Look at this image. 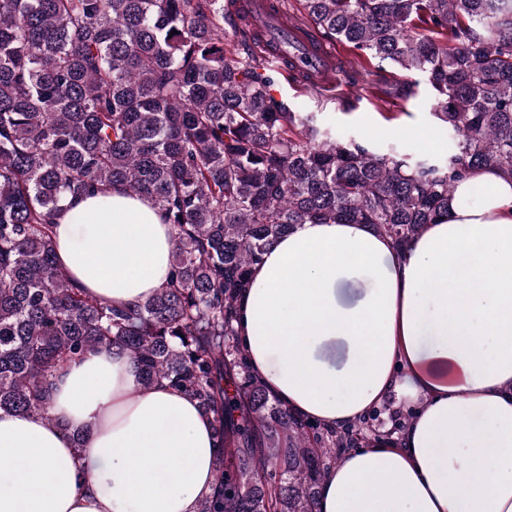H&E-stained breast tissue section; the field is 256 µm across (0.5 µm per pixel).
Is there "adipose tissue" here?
Masks as SVG:
<instances>
[{"instance_id": "ef3b65f1", "label": "adipose tissue", "mask_w": 512, "mask_h": 512, "mask_svg": "<svg viewBox=\"0 0 512 512\" xmlns=\"http://www.w3.org/2000/svg\"><path fill=\"white\" fill-rule=\"evenodd\" d=\"M408 248L366 224H299L253 266L237 306L252 374L308 419L346 428L388 397L403 430L345 449L318 512H512V182L475 171ZM58 266L131 306L169 278L172 233L144 196L79 197ZM48 418L0 412V512H197L213 422L128 356L66 367ZM84 433L74 445L73 431Z\"/></svg>"}]
</instances>
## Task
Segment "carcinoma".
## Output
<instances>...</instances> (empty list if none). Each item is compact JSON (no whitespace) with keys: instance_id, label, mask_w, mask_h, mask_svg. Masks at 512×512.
<instances>
[{"instance_id":"obj_1","label":"carcinoma","mask_w":512,"mask_h":512,"mask_svg":"<svg viewBox=\"0 0 512 512\" xmlns=\"http://www.w3.org/2000/svg\"><path fill=\"white\" fill-rule=\"evenodd\" d=\"M239 0H0V411L46 417L58 371L103 349L212 416L215 491L197 512H317L346 429L294 414L252 375L237 298L298 224H368L398 247L448 217L479 169L512 181V0H302L365 95L401 112L425 85L448 151L345 135L276 95ZM122 186L172 229L171 275L132 309L56 264L71 197Z\"/></svg>"}]
</instances>
